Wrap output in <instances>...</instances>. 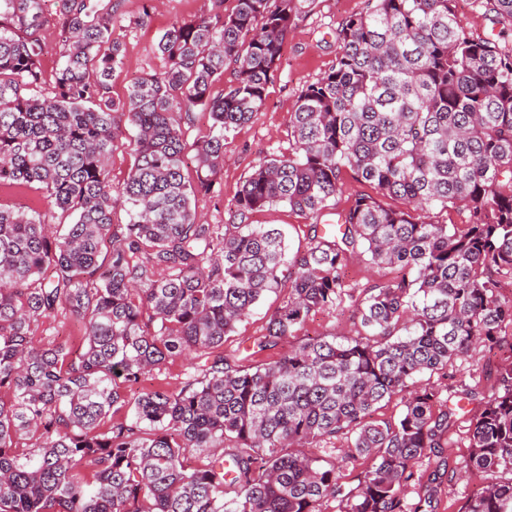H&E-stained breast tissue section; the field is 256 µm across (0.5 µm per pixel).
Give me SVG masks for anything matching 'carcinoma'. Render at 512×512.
<instances>
[{"label":"carcinoma","mask_w":512,"mask_h":512,"mask_svg":"<svg viewBox=\"0 0 512 512\" xmlns=\"http://www.w3.org/2000/svg\"><path fill=\"white\" fill-rule=\"evenodd\" d=\"M42 2L0 0V185H40L71 222L60 234L0 207V512H324L331 499L344 512H433L431 498L407 503L415 466L442 453L460 402L476 399L469 463L488 481L459 512H512V362L490 396L408 390L512 326L497 280L512 276V45L471 34L455 0H366L336 29L335 64L297 96L288 154L253 169L237 223L222 226L198 219L196 202L214 193L224 140L265 107L316 0H236L230 14L173 21L151 47L164 70L123 101L110 80L124 43L100 0H55L60 63L52 90L34 93ZM478 2L512 28V0ZM198 107L211 126L192 144L190 179L183 125ZM123 121L137 144L115 193L106 162ZM344 168L376 195L356 196L333 229L311 225L305 250L247 223L279 204L330 213ZM118 201L126 224L112 223ZM437 208L467 216L443 224ZM355 253L396 275L346 285ZM284 278L288 298L247 364L226 358L225 337ZM346 299L362 333L249 364ZM63 312L86 328L76 350L38 336ZM184 355L194 363L180 389L128 395ZM398 395L399 417H374ZM26 436L35 442L19 447ZM338 437L367 462L354 487L336 463L291 452ZM198 451L210 460L185 467Z\"/></svg>","instance_id":"obj_1"}]
</instances>
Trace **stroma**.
<instances>
[{
	"label": "stroma",
	"mask_w": 512,
	"mask_h": 512,
	"mask_svg": "<svg viewBox=\"0 0 512 512\" xmlns=\"http://www.w3.org/2000/svg\"><path fill=\"white\" fill-rule=\"evenodd\" d=\"M116 31L125 46L123 64L111 81L113 98H125L131 86L144 74L162 71L164 60L151 53V46L174 18H190L209 12L213 0H112ZM151 14H144V7ZM364 0H317L312 13L292 31L285 41L277 76L268 88L264 109L247 124L231 133L224 142V164L217 177V194L199 200L201 219L210 224H227L230 209L246 177L266 157L287 152L289 148L290 112L299 92L329 71L336 61L335 32L348 16L361 12ZM136 131L123 125L115 140L107 167L113 187L127 179L134 163ZM0 206L42 216L47 223L60 224L64 218L53 208L40 185L27 188L0 187ZM253 224H272L282 229L290 251L305 250L309 243V219L288 206L277 205L253 213ZM289 282L269 293L244 321L237 324L232 336L224 342L226 356L237 355L249 346L253 337L262 335L270 315L289 293ZM360 323L349 305L335 310L319 311L310 316L304 328L286 342L255 356V363L273 361L289 347L307 339L323 336L351 338L357 336ZM503 345L496 349H474L470 356L459 359L452 368L418 377L420 385L442 387L452 394L461 384L477 385L483 394L498 387L497 371L512 357V327L502 333ZM473 411L462 410L445 433V452L431 457L416 469V480L407 496L409 502L430 496L437 502L436 512H459L466 499L486 482L485 474L467 472L469 429Z\"/></svg>",
	"instance_id": "stroma-1"
}]
</instances>
